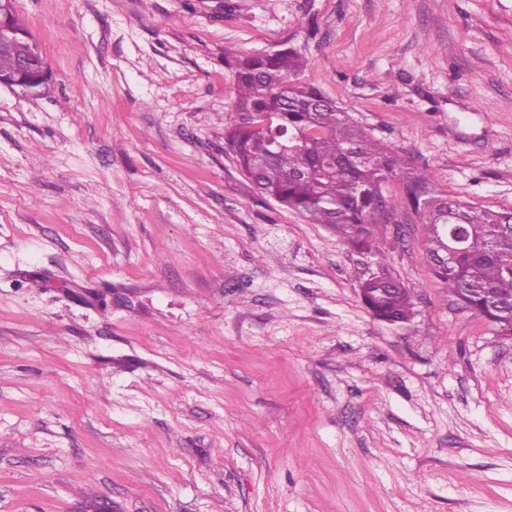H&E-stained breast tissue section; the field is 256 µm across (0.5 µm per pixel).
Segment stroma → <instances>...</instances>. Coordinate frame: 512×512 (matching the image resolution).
<instances>
[{
	"label": "stroma",
	"instance_id": "stroma-1",
	"mask_svg": "<svg viewBox=\"0 0 512 512\" xmlns=\"http://www.w3.org/2000/svg\"><path fill=\"white\" fill-rule=\"evenodd\" d=\"M0 87V512H512V338L432 273L261 200L228 54L307 81L449 196L512 208V0H16ZM51 79L46 62L37 53L16 56L11 67L0 70V86L18 88L30 96L45 94ZM360 288H370L369 297L363 300L378 318L389 316L405 322L414 314L413 292L383 265L366 278Z\"/></svg>",
	"mask_w": 512,
	"mask_h": 512
}]
</instances>
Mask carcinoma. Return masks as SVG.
<instances>
[{
	"instance_id": "obj_1",
	"label": "carcinoma",
	"mask_w": 512,
	"mask_h": 512,
	"mask_svg": "<svg viewBox=\"0 0 512 512\" xmlns=\"http://www.w3.org/2000/svg\"><path fill=\"white\" fill-rule=\"evenodd\" d=\"M237 99L224 123V151L233 156L258 194L323 224L363 253L396 248L374 244L372 227L402 210L425 229L423 249L433 273L462 308L481 313L502 336H512V209L478 210L439 191L432 178L408 167L406 157L375 140L352 115L299 75L308 61L292 47L229 54ZM402 175L404 195L388 197L382 185ZM457 227L460 250L438 262ZM379 318L407 321L413 292L382 266L362 283Z\"/></svg>"
}]
</instances>
